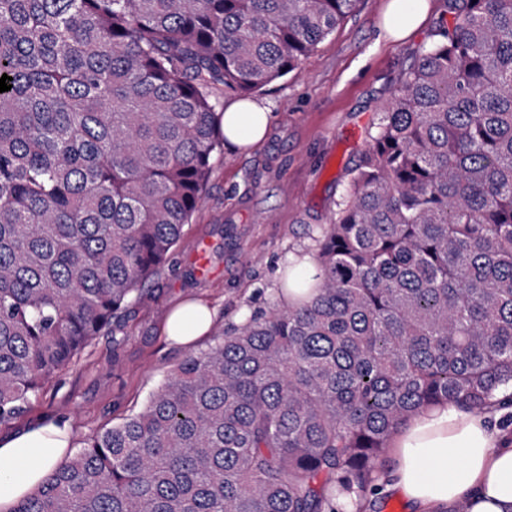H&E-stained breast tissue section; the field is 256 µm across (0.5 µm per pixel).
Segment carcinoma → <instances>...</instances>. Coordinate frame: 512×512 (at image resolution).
I'll return each instance as SVG.
<instances>
[{
    "label": "carcinoma",
    "instance_id": "carcinoma-1",
    "mask_svg": "<svg viewBox=\"0 0 512 512\" xmlns=\"http://www.w3.org/2000/svg\"><path fill=\"white\" fill-rule=\"evenodd\" d=\"M356 0H0V423L157 272L224 146ZM316 274L192 350L13 512H377L392 436L512 407V0H446Z\"/></svg>",
    "mask_w": 512,
    "mask_h": 512
}]
</instances>
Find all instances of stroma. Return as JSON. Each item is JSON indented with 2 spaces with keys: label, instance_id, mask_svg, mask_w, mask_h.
<instances>
[{
  "label": "stroma",
  "instance_id": "obj_1",
  "mask_svg": "<svg viewBox=\"0 0 512 512\" xmlns=\"http://www.w3.org/2000/svg\"><path fill=\"white\" fill-rule=\"evenodd\" d=\"M386 2L358 0L299 74L255 93L271 114L266 137L215 155L203 202L119 327L102 331L21 414L0 423L1 436L59 419L71 427L73 449L83 448L138 411L188 350L206 349L228 324L279 303L288 256L306 252L312 228L326 223L376 132L380 107L436 41L446 11L445 0H432L420 30L392 43L379 30ZM186 300L216 310L209 333L191 348L163 333L171 310Z\"/></svg>",
  "mask_w": 512,
  "mask_h": 512
}]
</instances>
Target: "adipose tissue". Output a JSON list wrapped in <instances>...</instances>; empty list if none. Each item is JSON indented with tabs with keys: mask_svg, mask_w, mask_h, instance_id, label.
Instances as JSON below:
<instances>
[{
	"mask_svg": "<svg viewBox=\"0 0 512 512\" xmlns=\"http://www.w3.org/2000/svg\"><path fill=\"white\" fill-rule=\"evenodd\" d=\"M428 0H389L383 30L402 41L416 32ZM270 122L265 107L238 100L224 108V139L244 150L261 142ZM214 318L201 302L179 305L164 334L187 346L205 335ZM485 413L435 406L412 416L390 442L388 478L411 512H454L467 500L471 512H512V439L496 430ZM71 446L68 423L43 421L0 439V512H12L46 478Z\"/></svg>",
	"mask_w": 512,
	"mask_h": 512,
	"instance_id": "ef3b65f1",
	"label": "adipose tissue"
}]
</instances>
